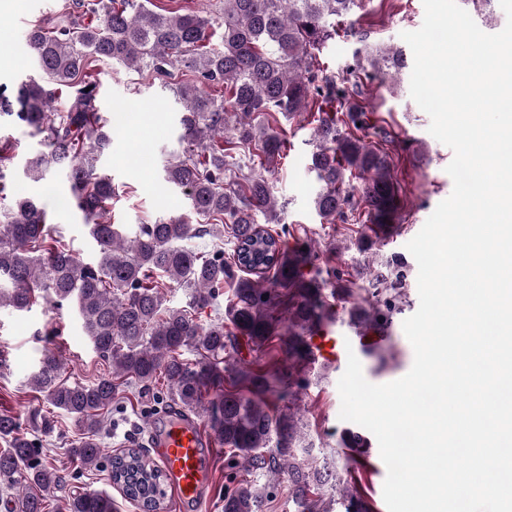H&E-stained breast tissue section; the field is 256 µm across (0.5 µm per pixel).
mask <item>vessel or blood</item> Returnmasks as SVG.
Masks as SVG:
<instances>
[{
  "label": "vessel or blood",
  "instance_id": "vessel-or-blood-1",
  "mask_svg": "<svg viewBox=\"0 0 512 512\" xmlns=\"http://www.w3.org/2000/svg\"><path fill=\"white\" fill-rule=\"evenodd\" d=\"M311 348L314 357L326 360L336 359L349 348L356 357L365 354L360 339L348 341L326 330L312 337ZM149 429L168 484L184 506L196 507L209 486L210 463L216 454L214 441L208 440L201 423L182 414L150 422Z\"/></svg>",
  "mask_w": 512,
  "mask_h": 512
}]
</instances>
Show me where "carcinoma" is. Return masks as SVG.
<instances>
[{
  "instance_id": "cac0c4a2",
  "label": "carcinoma",
  "mask_w": 512,
  "mask_h": 512,
  "mask_svg": "<svg viewBox=\"0 0 512 512\" xmlns=\"http://www.w3.org/2000/svg\"><path fill=\"white\" fill-rule=\"evenodd\" d=\"M152 0H73L72 10L26 35L39 70L0 85V118L43 136V150L26 162L35 183L53 168L66 171L63 201L83 215L96 258L81 260L51 225L40 196H17L7 181L10 143L0 145V307L16 312L38 302L74 308L94 350L112 362V375L91 384L60 379L59 353L45 352L30 379L49 405L78 421L82 437L68 453L85 467L105 459L113 482L135 502L133 475L116 474L127 463L145 464L135 448L104 453L100 432L118 388L116 380L151 389L157 378L186 410L207 418L226 447L230 486L224 512H260L269 489L287 483L292 512H332L326 486L346 512H369L354 482L304 458L311 447L299 426L303 390L299 378L313 359L310 337L329 322L327 297L346 303L364 290L358 276L330 265L307 276L303 265L318 259L313 241L288 249L256 220H279L267 173L283 155L286 140L278 117L310 119L314 151L310 170L319 190L314 208L326 224L390 223L400 188L392 158L367 142L370 105L364 82L395 79L407 67L403 50L357 39L346 69L320 61L336 26L362 8L363 0H224L217 18L197 13H161ZM110 62L162 81L174 70L194 74L181 83V139L185 149L164 169V180L182 190L190 214L157 224L121 225L101 220L112 199L111 178L98 167L112 141V117L97 109L92 68ZM69 99L57 103L56 90ZM228 229L231 261L224 260ZM218 236L208 253L182 245ZM405 276L373 272L368 287L385 295L373 310L350 307L365 330L387 322L402 300ZM182 288L188 308L166 306L167 289ZM226 297L224 317L203 326L190 310ZM288 353V369L258 365L272 339ZM253 361L240 357L243 349ZM194 358L187 357V353ZM55 416L36 406L18 418L0 413V491L9 512H46V503L66 491L68 475L43 463L33 437L55 429ZM254 479H241L238 464ZM265 478L261 484L257 478ZM66 512H112V499L86 491L65 497Z\"/></svg>"
}]
</instances>
